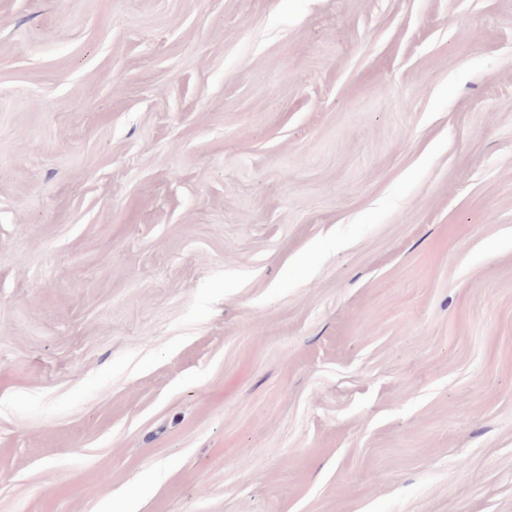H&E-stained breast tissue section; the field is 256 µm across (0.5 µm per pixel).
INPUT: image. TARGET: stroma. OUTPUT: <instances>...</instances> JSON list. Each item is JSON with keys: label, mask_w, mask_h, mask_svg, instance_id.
<instances>
[{"label": "stroma", "mask_w": 512, "mask_h": 512, "mask_svg": "<svg viewBox=\"0 0 512 512\" xmlns=\"http://www.w3.org/2000/svg\"><path fill=\"white\" fill-rule=\"evenodd\" d=\"M124 497L512 512V0H0V512Z\"/></svg>", "instance_id": "obj_1"}]
</instances>
